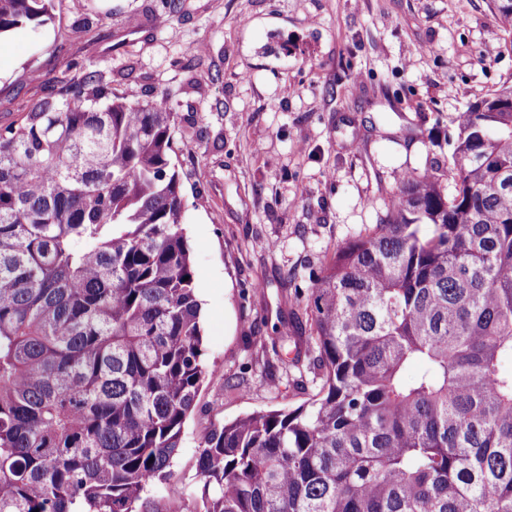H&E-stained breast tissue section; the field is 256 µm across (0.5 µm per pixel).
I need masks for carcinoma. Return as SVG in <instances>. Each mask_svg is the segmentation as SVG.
Instances as JSON below:
<instances>
[{
  "instance_id": "cac0c4a2",
  "label": "carcinoma",
  "mask_w": 512,
  "mask_h": 512,
  "mask_svg": "<svg viewBox=\"0 0 512 512\" xmlns=\"http://www.w3.org/2000/svg\"><path fill=\"white\" fill-rule=\"evenodd\" d=\"M52 2L0 0V36ZM175 125L91 71L0 128V512H158L204 377ZM457 126L287 292L261 377L315 393L204 436L205 512H512V83Z\"/></svg>"
}]
</instances>
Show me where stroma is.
Listing matches in <instances>:
<instances>
[{"label": "stroma", "mask_w": 512, "mask_h": 512, "mask_svg": "<svg viewBox=\"0 0 512 512\" xmlns=\"http://www.w3.org/2000/svg\"><path fill=\"white\" fill-rule=\"evenodd\" d=\"M492 0H54L0 37V127L50 85L94 71L141 103L166 92L202 303L206 378L160 512H201L204 435L303 391L230 375L281 353L282 283L300 288L386 214L402 175L445 166L468 105L512 81Z\"/></svg>", "instance_id": "stroma-1"}]
</instances>
